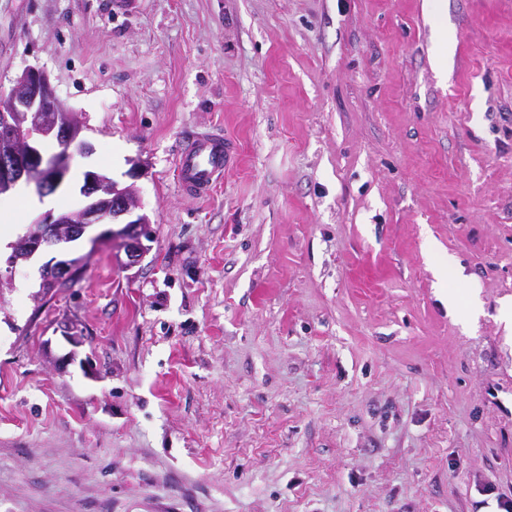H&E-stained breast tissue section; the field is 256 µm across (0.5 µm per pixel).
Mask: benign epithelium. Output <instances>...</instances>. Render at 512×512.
Instances as JSON below:
<instances>
[{
    "instance_id": "benign-epithelium-1",
    "label": "benign epithelium",
    "mask_w": 512,
    "mask_h": 512,
    "mask_svg": "<svg viewBox=\"0 0 512 512\" xmlns=\"http://www.w3.org/2000/svg\"><path fill=\"white\" fill-rule=\"evenodd\" d=\"M82 124L57 96L47 75L29 68L9 88L0 84V195L16 185H34L40 196L54 193L66 180L76 154L88 155L92 146L80 138ZM53 139L59 150L44 153L43 141ZM87 199L77 212L45 213L42 229L23 238L14 247L10 263L27 261L49 245H61L82 235L94 224H111L105 235L125 242L130 262L142 258V238L149 220L141 213L134 186L121 187L112 178L90 172L80 189ZM80 259L51 261L53 276L74 279Z\"/></svg>"
}]
</instances>
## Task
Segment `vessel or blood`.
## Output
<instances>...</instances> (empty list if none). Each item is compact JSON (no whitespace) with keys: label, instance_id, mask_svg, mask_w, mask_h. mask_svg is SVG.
<instances>
[{"label":"vessel or blood","instance_id":"vessel-or-blood-1","mask_svg":"<svg viewBox=\"0 0 512 512\" xmlns=\"http://www.w3.org/2000/svg\"><path fill=\"white\" fill-rule=\"evenodd\" d=\"M236 157L233 142L203 136L189 139L179 153L178 178L182 189L195 196L206 195L221 180Z\"/></svg>","mask_w":512,"mask_h":512}]
</instances>
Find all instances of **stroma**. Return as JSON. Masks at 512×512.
<instances>
[{
	"mask_svg": "<svg viewBox=\"0 0 512 512\" xmlns=\"http://www.w3.org/2000/svg\"><path fill=\"white\" fill-rule=\"evenodd\" d=\"M134 186L128 265L0 249V512H499L512 499V0H0ZM220 132L204 197L178 153ZM235 158L236 147L230 140L215 136L192 137L179 153L181 188L195 196L206 195Z\"/></svg>",
	"mask_w": 512,
	"mask_h": 512,
	"instance_id": "1",
	"label": "stroma"
}]
</instances>
